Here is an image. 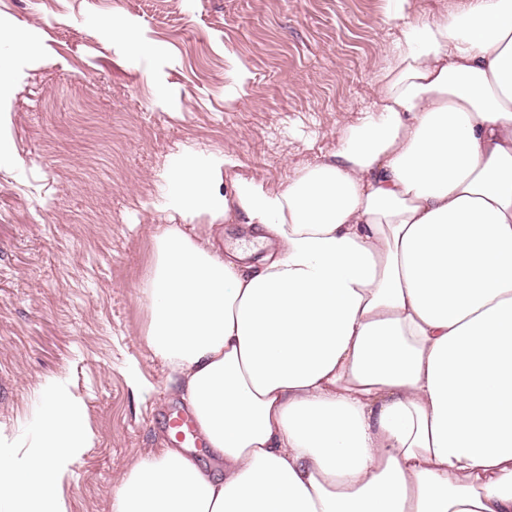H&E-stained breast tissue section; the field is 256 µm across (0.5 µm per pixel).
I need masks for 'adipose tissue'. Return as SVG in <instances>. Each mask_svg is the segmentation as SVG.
Segmentation results:
<instances>
[{"label":"adipose tissue","mask_w":512,"mask_h":512,"mask_svg":"<svg viewBox=\"0 0 512 512\" xmlns=\"http://www.w3.org/2000/svg\"><path fill=\"white\" fill-rule=\"evenodd\" d=\"M399 35L327 160L278 190L228 150L162 168L143 341L214 454L141 457L113 512H512V0ZM131 60L164 43L116 19ZM229 192H222V184ZM244 220L266 253L202 223ZM38 441L0 448V512H68L85 405L39 391Z\"/></svg>","instance_id":"adipose-tissue-1"}]
</instances>
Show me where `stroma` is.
Returning <instances> with one entry per match:
<instances>
[{
  "mask_svg": "<svg viewBox=\"0 0 512 512\" xmlns=\"http://www.w3.org/2000/svg\"><path fill=\"white\" fill-rule=\"evenodd\" d=\"M116 17L168 45L150 65L167 102L113 48ZM399 25L389 0H0V30L32 41L0 90V434L34 443L47 380L84 401L93 440L68 512H112L113 482L181 404L141 339L168 157L229 150L239 175L279 187L357 122ZM236 66L248 78L229 100ZM134 366L152 397L130 386Z\"/></svg>",
  "mask_w": 512,
  "mask_h": 512,
  "instance_id": "stroma-1",
  "label": "stroma"
}]
</instances>
